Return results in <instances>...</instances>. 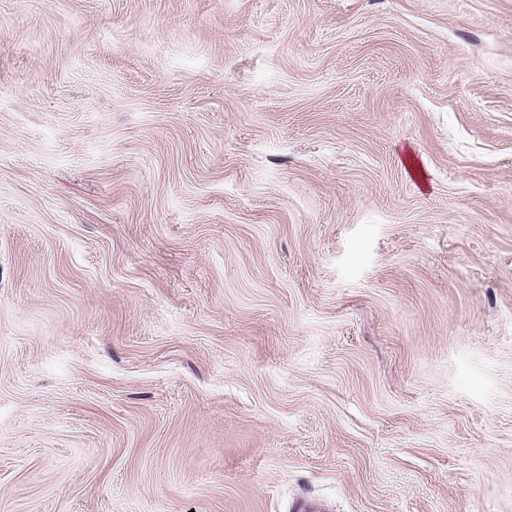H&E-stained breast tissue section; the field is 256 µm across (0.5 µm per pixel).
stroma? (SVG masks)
Returning <instances> with one entry per match:
<instances>
[{"instance_id":"obj_1","label":"stroma","mask_w":512,"mask_h":512,"mask_svg":"<svg viewBox=\"0 0 512 512\" xmlns=\"http://www.w3.org/2000/svg\"><path fill=\"white\" fill-rule=\"evenodd\" d=\"M512 512V0H0V512Z\"/></svg>"}]
</instances>
